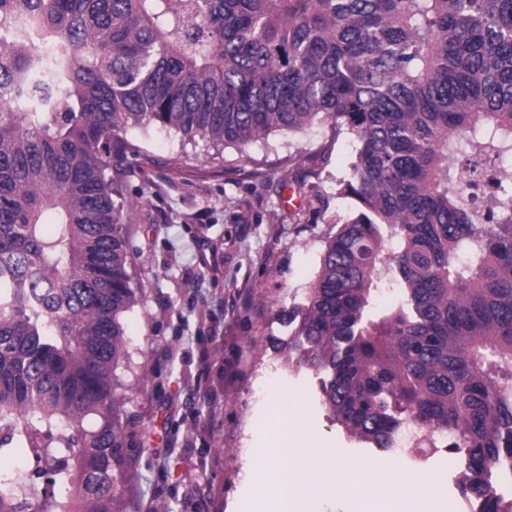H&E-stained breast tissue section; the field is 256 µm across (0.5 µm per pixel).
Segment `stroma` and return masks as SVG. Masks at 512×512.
<instances>
[{
	"instance_id": "obj_1",
	"label": "stroma",
	"mask_w": 512,
	"mask_h": 512,
	"mask_svg": "<svg viewBox=\"0 0 512 512\" xmlns=\"http://www.w3.org/2000/svg\"><path fill=\"white\" fill-rule=\"evenodd\" d=\"M139 157H126L118 181L125 205L130 285L140 301L122 321L128 356L115 375L124 387L127 463L118 485L127 512H247L254 494L251 449L271 432L272 384H287L299 425L329 447L406 474L440 478L448 512H462L456 477L463 458L439 451L413 462L368 447L332 421L315 372L292 367L279 345L290 330L280 310L304 302L331 224L313 220L296 181L307 160L330 146L321 173L332 210L337 181L355 157L347 135L319 123L271 133L246 150L256 174L240 171L235 149L175 131H131ZM208 353L213 401L196 392L199 355Z\"/></svg>"
}]
</instances>
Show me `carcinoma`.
<instances>
[{"label":"carcinoma","instance_id":"1","mask_svg":"<svg viewBox=\"0 0 512 512\" xmlns=\"http://www.w3.org/2000/svg\"><path fill=\"white\" fill-rule=\"evenodd\" d=\"M0 512H126L124 203L131 129L241 148L317 122L356 148L288 360L351 436L410 423L465 460L477 512H512V0H0ZM307 171L312 213L329 199ZM395 288L401 302L373 301Z\"/></svg>","mask_w":512,"mask_h":512}]
</instances>
